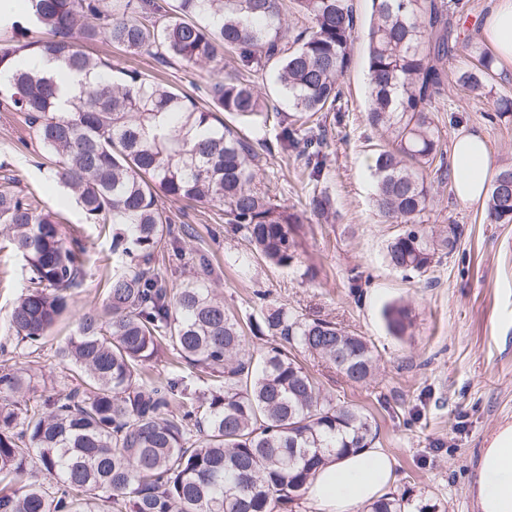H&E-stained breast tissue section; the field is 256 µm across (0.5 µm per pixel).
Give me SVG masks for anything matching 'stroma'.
Masks as SVG:
<instances>
[{"label":"stroma","mask_w":512,"mask_h":512,"mask_svg":"<svg viewBox=\"0 0 512 512\" xmlns=\"http://www.w3.org/2000/svg\"><path fill=\"white\" fill-rule=\"evenodd\" d=\"M452 17L457 51L449 68L469 61L478 45L482 16L492 0H463ZM83 50L112 65L113 74L136 68L203 100L212 76L230 80L246 76L237 56L225 54L219 71L207 66L166 67L145 54H132L102 42L83 43ZM342 122L327 118L323 147L330 167L312 183L302 161L272 151L267 154L262 186L274 201L303 207L314 189L330 193L336 219L308 218L300 229L297 263L270 265L253 253L241 236L228 232L218 207H185L184 223L194 237L182 254L161 250L170 285H179L199 256L214 268L213 284L225 308L240 322L259 320L265 307L288 309L339 323L365 337L378 355L368 382L352 383L307 354L298 361L340 403L360 408L371 420L376 447L396 461L392 494L434 505L436 512H475L470 485L476 456L490 437L512 423V224H487L482 203L457 200L452 181L435 184V205L427 228L458 225L455 250L425 274L392 267L386 248L400 227L383 223L372 202L370 155L384 144L366 119L368 75L366 44L355 40L352 61L342 78ZM512 97V67L501 64L489 95L448 88L436 98L440 143L450 151L460 132L484 135L494 167L512 164V113L488 122L495 97ZM15 182L34 190L42 201L61 209L70 225L83 226L90 248L88 274L72 289L71 311L54 327L41 351L16 348L8 330L10 311L26 285L23 260L0 236V364L34 369L37 383L30 396L42 401L63 391L70 370L55 352L76 328L79 315L101 310L112 273L107 260L110 240L85 223L74 197L50 172L47 154L29 129L25 116L0 105V185ZM359 288H351L352 277ZM395 304L411 311L406 335L389 333L382 311Z\"/></svg>","instance_id":"obj_1"}]
</instances>
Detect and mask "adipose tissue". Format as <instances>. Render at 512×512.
I'll return each instance as SVG.
<instances>
[{
	"label": "adipose tissue",
	"instance_id": "ef3b65f1",
	"mask_svg": "<svg viewBox=\"0 0 512 512\" xmlns=\"http://www.w3.org/2000/svg\"><path fill=\"white\" fill-rule=\"evenodd\" d=\"M479 35L501 62L512 65V0H494ZM14 62L51 74L60 103H67L79 90L75 75L40 53H21ZM490 167L491 153L484 136L476 132L459 134L452 147L450 168L460 202L483 200ZM395 465L389 453L374 447L328 456L307 484L306 499L312 512H363L395 483ZM471 494L476 512H512V424L502 426L487 447L480 449Z\"/></svg>",
	"mask_w": 512,
	"mask_h": 512
}]
</instances>
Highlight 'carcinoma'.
Instances as JSON below:
<instances>
[{
	"mask_svg": "<svg viewBox=\"0 0 512 512\" xmlns=\"http://www.w3.org/2000/svg\"><path fill=\"white\" fill-rule=\"evenodd\" d=\"M309 26L287 37L281 0H31V23L49 38L40 52L68 71L98 79L82 84L62 111L53 79L21 67L0 80V96L26 114L52 160V175L72 193L85 223L112 224V276L100 312L81 315L57 356L80 383L24 402L32 375L0 365V512H292L322 462L371 445L372 425L359 408L323 393L287 350L326 362L348 381L375 369L374 350L338 323L270 307L250 330L272 343L256 355L239 322L211 288L212 267L170 292L156 265L163 245L179 251L183 225L164 202L224 207V222L274 266L298 259L300 224L310 214L335 218L324 191L304 209L281 205L260 188L253 139L224 124L225 112L256 127L278 112L249 81L214 78L208 106L137 69L112 80L107 64L78 41L103 40L168 65L219 64L239 55L255 73H273L274 92L292 114L278 118L276 146L304 161L309 177L327 168L326 129L316 114L341 112L340 78L358 38L348 0H294ZM448 0H373L363 37L369 76L367 121L390 145L373 156V206L402 224L387 245L390 265L424 274L451 253L458 225L434 235L423 227L434 206L429 170L451 175L432 104L448 86L456 41ZM0 64L32 46L29 28L0 16ZM453 72L470 92L497 68L487 51ZM484 221L512 223V165L491 184ZM61 212L0 185V231L25 261L28 286L9 316L17 343L39 348L69 311L70 290L86 276L80 234L67 236ZM389 331L413 320L387 305ZM215 378L197 388L183 376L150 379L144 367L162 347ZM386 495L369 512H407Z\"/></svg>",
	"mask_w": 512,
	"mask_h": 512,
	"instance_id": "carcinoma-1",
	"label": "carcinoma"
}]
</instances>
